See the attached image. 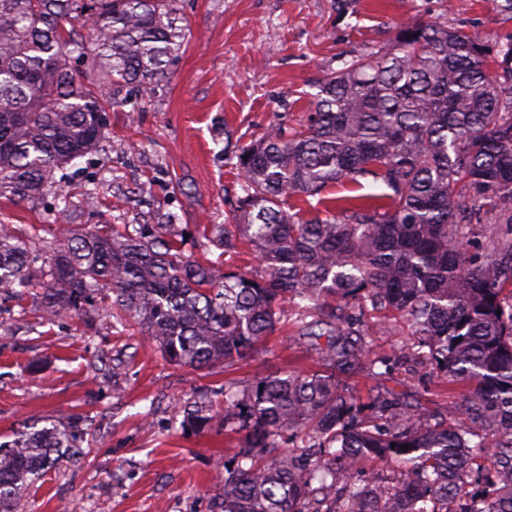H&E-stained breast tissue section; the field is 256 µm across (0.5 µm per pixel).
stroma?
<instances>
[{
  "label": "stroma",
  "instance_id": "35a3bbf8",
  "mask_svg": "<svg viewBox=\"0 0 512 512\" xmlns=\"http://www.w3.org/2000/svg\"><path fill=\"white\" fill-rule=\"evenodd\" d=\"M179 0L187 41L167 82L145 99L108 106V138L82 161L65 186L80 198L99 191L97 211L76 210L75 224H155L172 213L180 224L228 223L244 181L226 139L249 142L278 115L300 118L314 108L312 85L358 54L394 39L400 25L439 19L483 35H512L504 0ZM53 197L39 203L0 198V222L22 233L49 223ZM30 317L6 316L0 328V436L24 423L81 417L94 434L86 463L63 467L27 492L28 512H215L224 492V434L184 435L174 404L205 386L248 385L307 366L304 343L290 330L270 336L247 361L211 374L170 365L156 344L116 334L107 317L92 329L67 318L30 329ZM394 355L390 375H363L347 386L361 398L384 388L418 400L435 418L461 413V383L440 384L430 365L408 350L399 332L374 336ZM128 370H101L115 354ZM41 371L30 376L26 367ZM152 426H144L143 415Z\"/></svg>",
  "mask_w": 512,
  "mask_h": 512
}]
</instances>
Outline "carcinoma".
<instances>
[{
	"label": "carcinoma",
	"instance_id": "obj_1",
	"mask_svg": "<svg viewBox=\"0 0 512 512\" xmlns=\"http://www.w3.org/2000/svg\"><path fill=\"white\" fill-rule=\"evenodd\" d=\"M179 22L178 0H0V198L52 194L62 222L37 245L0 224V312L26 315L29 297L44 322L109 309L116 333L197 371L249 359L291 319L314 366L175 403L182 433L234 440L219 512H450L457 498L456 512H512V36L401 26L327 70L297 126L227 142L243 195L230 223L201 232L221 266L185 255L173 216L65 223L62 181L106 138V93L154 94L183 49ZM369 176L389 192L325 196ZM244 244L261 271L229 263ZM403 327L441 379L467 384L454 423L346 389L390 374L394 357L366 337ZM82 443L77 423L51 419L0 442V512H24L28 488L78 463ZM368 458L398 462L400 480L359 479Z\"/></svg>",
	"mask_w": 512,
	"mask_h": 512
}]
</instances>
